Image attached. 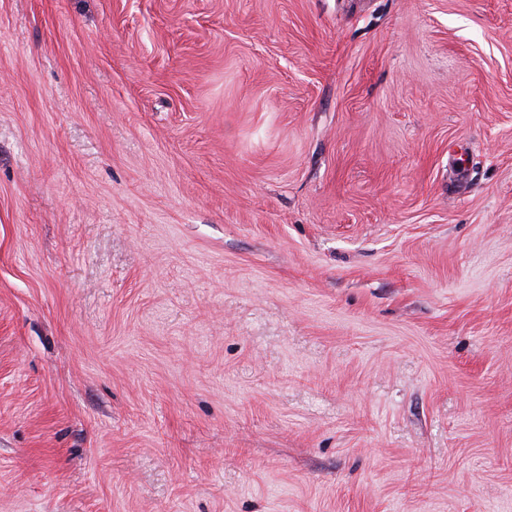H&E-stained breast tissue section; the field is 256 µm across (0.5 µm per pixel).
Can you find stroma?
<instances>
[{"label":"stroma","mask_w":512,"mask_h":512,"mask_svg":"<svg viewBox=\"0 0 512 512\" xmlns=\"http://www.w3.org/2000/svg\"><path fill=\"white\" fill-rule=\"evenodd\" d=\"M0 512H512V0H0Z\"/></svg>","instance_id":"stroma-1"}]
</instances>
